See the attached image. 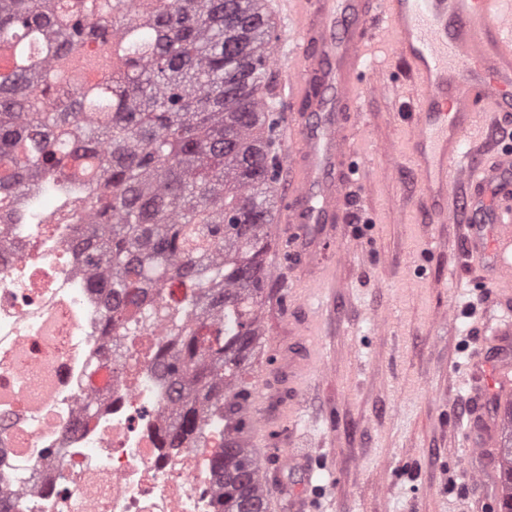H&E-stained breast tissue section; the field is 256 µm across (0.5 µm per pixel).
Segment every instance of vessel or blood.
Segmentation results:
<instances>
[{
  "mask_svg": "<svg viewBox=\"0 0 512 512\" xmlns=\"http://www.w3.org/2000/svg\"><path fill=\"white\" fill-rule=\"evenodd\" d=\"M284 13L295 21L296 42L288 99L307 108L287 124L290 181L274 221L287 225L308 288L301 333L315 334L325 252L345 243L337 229L359 169L351 115L362 90L384 85L364 57L386 32L414 87L409 155L424 220L464 223L468 257L498 286L468 365L466 442L492 472L502 414L512 405V153L478 163L464 145L478 117L512 113V0H286Z\"/></svg>",
  "mask_w": 512,
  "mask_h": 512,
  "instance_id": "1",
  "label": "vessel or blood"
}]
</instances>
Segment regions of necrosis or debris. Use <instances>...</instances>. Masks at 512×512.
Returning <instances> with one entry per match:
<instances>
[{
	"instance_id": "4bbe7bcc",
	"label": "necrosis or debris",
	"mask_w": 512,
	"mask_h": 512,
	"mask_svg": "<svg viewBox=\"0 0 512 512\" xmlns=\"http://www.w3.org/2000/svg\"><path fill=\"white\" fill-rule=\"evenodd\" d=\"M38 228L10 225L0 250V390L13 394L0 402V496L10 512H215L223 425L201 445L163 447L169 383L139 336L124 346V370L114 368L100 332L104 294L78 261L59 264L64 236ZM14 350L22 359L4 361Z\"/></svg>"
}]
</instances>
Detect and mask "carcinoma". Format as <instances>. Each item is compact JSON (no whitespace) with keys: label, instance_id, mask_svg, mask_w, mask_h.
I'll list each match as a JSON object with an SVG mask.
<instances>
[{"label":"carcinoma","instance_id":"obj_1","mask_svg":"<svg viewBox=\"0 0 512 512\" xmlns=\"http://www.w3.org/2000/svg\"><path fill=\"white\" fill-rule=\"evenodd\" d=\"M258 0H0V217L63 185L70 246L118 346L160 320L149 358L176 384L162 435L180 448L217 416L243 428L271 277L279 177ZM177 288L179 296L168 292ZM501 497L512 512V438ZM217 512H267L265 467L229 434Z\"/></svg>","mask_w":512,"mask_h":512}]
</instances>
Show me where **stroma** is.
Masks as SVG:
<instances>
[{
	"label": "stroma",
	"mask_w": 512,
	"mask_h": 512,
	"mask_svg": "<svg viewBox=\"0 0 512 512\" xmlns=\"http://www.w3.org/2000/svg\"><path fill=\"white\" fill-rule=\"evenodd\" d=\"M354 141L362 172L348 189V248L327 251L316 351L308 368L297 335L300 277L275 225L274 272L262 306L254 374L277 401L270 440L272 489L301 497L304 512H458L464 498L466 359L491 283L470 267L457 224H426L421 185L408 167V110L394 93L361 103ZM304 376L299 421L289 427L286 358ZM302 454L306 466L291 469Z\"/></svg>",
	"instance_id": "stroma-1"
}]
</instances>
